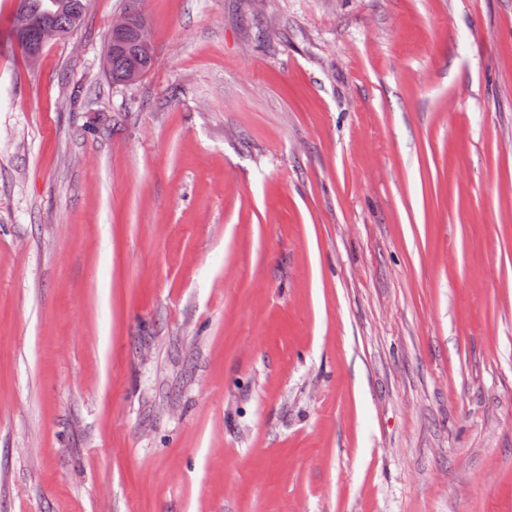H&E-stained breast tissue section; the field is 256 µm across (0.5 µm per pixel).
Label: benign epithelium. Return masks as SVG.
Wrapping results in <instances>:
<instances>
[{
    "label": "benign epithelium",
    "instance_id": "7a95c632",
    "mask_svg": "<svg viewBox=\"0 0 512 512\" xmlns=\"http://www.w3.org/2000/svg\"><path fill=\"white\" fill-rule=\"evenodd\" d=\"M64 12L70 14L73 26L80 25L83 10L73 0H50V5L40 15H33L25 9L14 13L10 20L12 39L29 64L38 62L47 44L70 36V30L63 29L56 22V17ZM131 34L138 50L152 56L154 39L147 19L126 12L118 15L112 23L110 47L125 46Z\"/></svg>",
    "mask_w": 512,
    "mask_h": 512
}]
</instances>
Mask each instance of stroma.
<instances>
[{"label":"stroma","mask_w":512,"mask_h":512,"mask_svg":"<svg viewBox=\"0 0 512 512\" xmlns=\"http://www.w3.org/2000/svg\"><path fill=\"white\" fill-rule=\"evenodd\" d=\"M0 0V512H512V0ZM46 0H19L20 9L10 20V32L16 46L22 51L30 65H35L44 47L51 42L66 40L72 29L64 30L56 22V17L63 12L70 14L73 28L80 25L83 10L74 1L51 0L44 10ZM43 12V13H42ZM42 13V14H41ZM40 14V15H39ZM130 34L134 35V43L137 45L138 50L147 55L150 62L146 67L140 65L131 67L124 76L123 83L125 85H132L140 81L147 73L148 66L151 62H154L152 56V50L155 47L153 33L146 17H135L134 14L123 12L112 23L110 47L103 61L104 70L109 76H112V83H116L114 76L124 71L129 62L125 56H112V48L117 46L124 47Z\"/></svg>","instance_id":"1"}]
</instances>
